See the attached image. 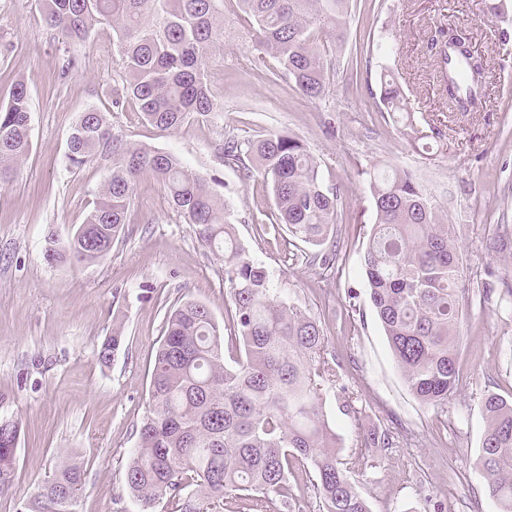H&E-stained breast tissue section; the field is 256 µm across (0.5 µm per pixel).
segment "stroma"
<instances>
[{"instance_id":"35a3bbf8","label":"stroma","mask_w":512,"mask_h":512,"mask_svg":"<svg viewBox=\"0 0 512 512\" xmlns=\"http://www.w3.org/2000/svg\"><path fill=\"white\" fill-rule=\"evenodd\" d=\"M488 0H350L345 39L329 56L325 98L303 96L290 79H271L273 59L255 48L250 26L224 7V55L211 69L222 109L162 132L135 103L112 108L119 80L112 29L72 45L77 67L61 76L59 36L35 0H0V105L25 81L32 147L0 183V418L21 426L11 488L0 512H16L62 465L76 460L84 484L75 512H141L124 484L146 415L151 371L166 312L190 299L216 322L229 305L221 256L202 245L151 175L138 183L129 222L109 255L82 265H48L49 227L83 223L112 160L71 168L67 140L80 112H104L134 145L177 156L213 182L239 242L270 275L275 294L306 310L326 338L337 380L323 385L324 410L342 459L364 458L351 476L371 512H497L473 461L485 431L489 394L512 401V301L486 297L512 287V8L501 18ZM467 27L493 87L483 111L452 112L427 48L439 24ZM388 67L404 88L416 127L394 123L379 103ZM298 139L339 195L336 224L318 248L272 230L270 191L257 174L224 161L227 138L268 132ZM410 171L454 224L466 300L460 379L445 407L407 389L369 301L362 255L375 222L366 170ZM123 343L98 358L112 332ZM389 433L390 448H363L362 436Z\"/></svg>"}]
</instances>
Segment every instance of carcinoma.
Masks as SVG:
<instances>
[{
    "mask_svg": "<svg viewBox=\"0 0 512 512\" xmlns=\"http://www.w3.org/2000/svg\"><path fill=\"white\" fill-rule=\"evenodd\" d=\"M255 32V43L277 67L271 77L292 79L300 93L320 99L328 91L327 57L343 41L349 0H233ZM43 16L68 44L86 42L100 25L113 31L124 74L112 107L130 99L161 132L188 117L221 111L210 87V65L224 55V0H44ZM462 56L474 85L483 65L465 38L441 25L431 47L441 57L440 82L448 102L468 110L476 93L449 82ZM380 103L394 122L413 127L407 98L386 66ZM75 168L97 155L112 158V172L83 223L65 235L51 232L43 257L50 266L104 259L127 223L141 175L158 178L198 240L221 253L232 308L224 327L210 310L187 300L169 310L151 375L149 404L125 472L142 512L164 503L167 512H210L215 503L245 497L253 512L274 502L288 509L289 477L311 467L323 512H371L324 411L322 383L336 376L324 357L325 338L298 306L278 299L270 277L238 241L224 199L206 178L174 155L132 145L103 112L80 113L68 142ZM31 148V108L23 82L0 106V180L11 177ZM225 162L255 161L269 185L276 226L305 244L320 246L336 224L338 194L323 185L319 166L297 139L275 132L221 147ZM375 223L362 263L369 298L409 391L443 407L455 392L460 367V325L465 299L463 264L454 225L405 169L367 171ZM242 348L234 364L224 343ZM122 343L113 332L98 351L107 364ZM486 427L474 466L498 512H512V402L489 395L481 403ZM18 424L0 421V490L14 479ZM84 472L63 466L18 512H72Z\"/></svg>",
    "mask_w": 512,
    "mask_h": 512,
    "instance_id": "cac0c4a2",
    "label": "carcinoma"
}]
</instances>
